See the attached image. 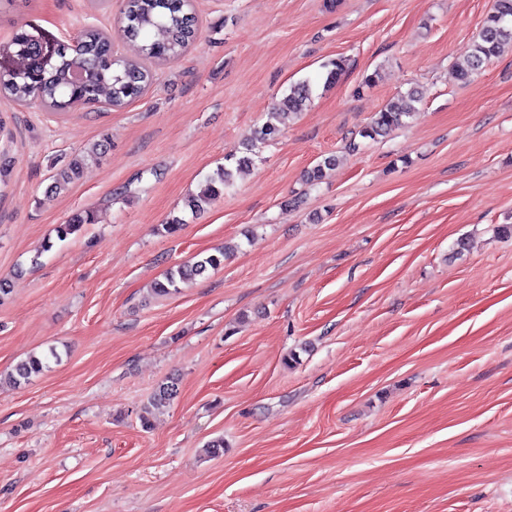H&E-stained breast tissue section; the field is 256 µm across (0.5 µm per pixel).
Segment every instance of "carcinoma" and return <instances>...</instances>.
<instances>
[{"label": "carcinoma", "instance_id": "obj_1", "mask_svg": "<svg viewBox=\"0 0 512 512\" xmlns=\"http://www.w3.org/2000/svg\"><path fill=\"white\" fill-rule=\"evenodd\" d=\"M123 20L127 36L141 41L142 54L156 62L179 57L197 38V19L190 0H125ZM28 37L26 31H16L7 46V51L14 58V70L0 74V95L15 101H38L56 112L75 105H95L103 100L114 108H120L142 96L152 82L151 72L140 62L113 57L111 44L97 29L83 30L74 44H59L55 63L44 70H37L31 65ZM508 51H512V0H494L493 9L486 15L474 41L468 65L458 70V78L463 82L469 81L484 64ZM323 68L326 69L325 84L330 85L345 72L346 59H331ZM312 92L308 81L295 86L275 103L267 121L250 133L243 143V155L239 157L232 153L225 157V161L235 162L238 168L250 163L251 153L274 141L286 121L307 106ZM419 103L418 91L409 89L376 113L370 124L360 131V136L375 140L388 134L412 117ZM97 155L94 148L85 155L73 157L53 175L52 188L58 193L66 191L79 175L85 160ZM335 165V157L323 158L307 171L306 181L312 185L321 182L326 171ZM232 176L228 165L217 169L207 178L201 194L190 198L187 206L195 211L202 203L222 195L224 189L232 185ZM91 221V214L79 215L69 223L57 226V237L63 240ZM229 255V248L225 246L192 263L172 266L164 272L161 280L154 283L152 291L158 296L175 295L180 282L201 275L210 268L223 266ZM44 368L45 359L33 353L16 365L8 376V382L20 386ZM177 391L178 387L173 382L160 385L144 406V414L140 416L143 425H148L147 414L173 401Z\"/></svg>", "mask_w": 512, "mask_h": 512}]
</instances>
